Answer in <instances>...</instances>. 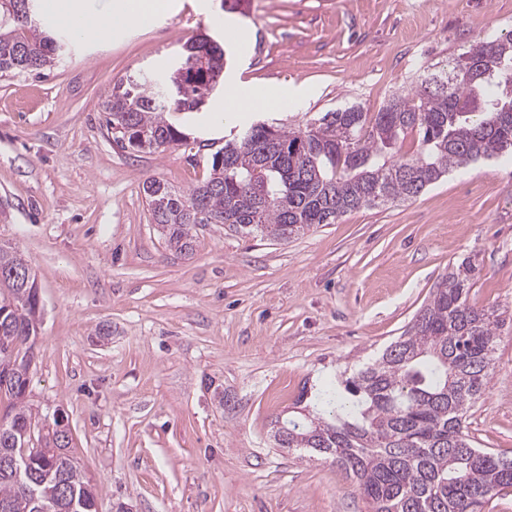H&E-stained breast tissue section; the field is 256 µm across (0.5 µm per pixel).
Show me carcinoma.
<instances>
[{
  "label": "carcinoma",
  "mask_w": 512,
  "mask_h": 512,
  "mask_svg": "<svg viewBox=\"0 0 512 512\" xmlns=\"http://www.w3.org/2000/svg\"><path fill=\"white\" fill-rule=\"evenodd\" d=\"M22 0H0V74L41 73L60 39L21 15ZM224 46L200 33L176 62L185 72L129 76L100 103L104 127L123 150L152 153L187 139L169 114L195 112L220 86ZM512 38H480L452 63L420 75L376 112L347 107L302 129L243 126L211 154L209 175L187 193L157 178L143 182L152 222L166 246L194 254L198 224L286 242L360 209L418 197L452 169L512 151ZM415 150L402 152L407 137ZM478 269L448 270L411 325L372 363L325 386L312 409L275 421L279 448L331 458L349 473L372 512H482L512 488V456L477 448L465 420L486 391L499 330L494 308L468 301ZM35 275L23 255L0 245V504L8 512H98L95 487L56 435L34 459L28 483L6 460L47 428L27 405L40 321ZM38 489V496L30 488Z\"/></svg>",
  "instance_id": "obj_1"
}]
</instances>
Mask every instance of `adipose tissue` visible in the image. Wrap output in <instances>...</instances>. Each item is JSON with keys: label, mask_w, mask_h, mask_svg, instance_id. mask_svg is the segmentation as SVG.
Wrapping results in <instances>:
<instances>
[{"label": "adipose tissue", "mask_w": 512, "mask_h": 512, "mask_svg": "<svg viewBox=\"0 0 512 512\" xmlns=\"http://www.w3.org/2000/svg\"><path fill=\"white\" fill-rule=\"evenodd\" d=\"M165 7V0H114L109 14L101 16L86 9L83 0H52L48 21L72 29L78 37L105 39L113 31L132 24L149 25ZM286 99L297 106L304 102L303 94L296 90H265L252 96L244 86L232 82L226 86L224 100L215 114L233 118L248 112H275Z\"/></svg>", "instance_id": "ef3b65f1"}]
</instances>
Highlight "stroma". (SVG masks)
<instances>
[{
  "mask_svg": "<svg viewBox=\"0 0 512 512\" xmlns=\"http://www.w3.org/2000/svg\"><path fill=\"white\" fill-rule=\"evenodd\" d=\"M409 2L171 0L105 41L62 36L44 76L0 77V242L32 266L42 306L28 402L63 418L100 512H367L336 462L274 447L275 420L381 354L449 266L472 260L470 304L512 313L510 155L287 242L204 224L184 257L142 185L206 178L230 131L214 119L223 92L181 115L187 143L162 152L121 150L101 122L115 80L163 73L204 31L226 50L225 81L307 90L277 114L296 129L378 111L476 38L512 36V0ZM466 426L512 455V326Z\"/></svg>",
  "mask_w": 512,
  "mask_h": 512,
  "instance_id": "obj_1",
  "label": "stroma"
}]
</instances>
